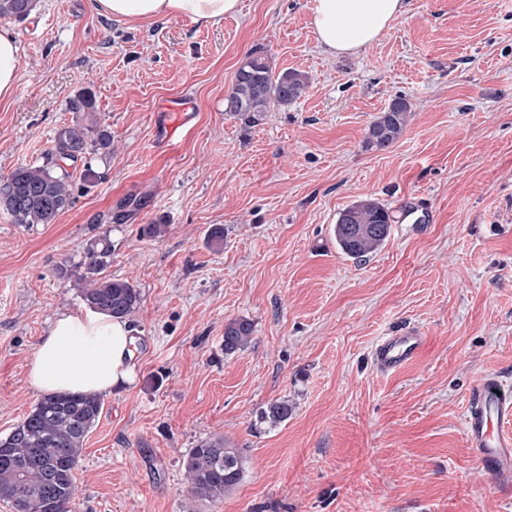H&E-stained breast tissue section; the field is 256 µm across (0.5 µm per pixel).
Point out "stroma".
<instances>
[{"mask_svg": "<svg viewBox=\"0 0 512 512\" xmlns=\"http://www.w3.org/2000/svg\"><path fill=\"white\" fill-rule=\"evenodd\" d=\"M313 0H240L201 26L97 14L91 0H37L5 26L19 46L0 100V176L42 162L68 109L92 94L112 135L101 181L75 176L55 223L0 212V436L40 394L28 362L56 316L85 309L71 272L109 234L106 276L141 302L135 381L103 396L75 472L78 512H512L463 431L484 375L512 386V0H408L355 56L322 52ZM310 77L306 94L249 128L224 98L246 55ZM412 106L384 151L363 140L396 97ZM188 104L178 125L168 105ZM424 216L392 224L356 262L333 226L352 203ZM146 224L164 236H141ZM224 228L220 250L204 242ZM254 326L224 353V325ZM415 327L422 355L395 374L371 350ZM285 398L288 420L261 418ZM224 437L248 458L222 501L191 504L183 460Z\"/></svg>", "mask_w": 512, "mask_h": 512, "instance_id": "stroma-1", "label": "stroma"}]
</instances>
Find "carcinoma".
Listing matches in <instances>:
<instances>
[{
    "instance_id": "carcinoma-1",
    "label": "carcinoma",
    "mask_w": 512,
    "mask_h": 512,
    "mask_svg": "<svg viewBox=\"0 0 512 512\" xmlns=\"http://www.w3.org/2000/svg\"><path fill=\"white\" fill-rule=\"evenodd\" d=\"M35 5L36 0H0V18L25 19ZM308 85L305 73L287 69L275 75L265 58L249 55L241 62L225 98L226 111L245 126H256L274 108L299 100ZM68 109L91 116L89 123L58 128L43 163L18 167L0 179V210L15 224H52L71 204L72 175L62 162L89 158L80 179L92 186L100 179L92 160L112 153L111 134L92 118L93 96L85 92L75 95L68 101ZM410 116L407 99L395 98L369 125L365 149L391 147L402 137ZM390 230V211L374 199H364L340 212L334 235L342 254L361 260L386 245ZM111 257L112 240L107 234L86 245L77 266L80 280L85 282L83 298L90 308L126 320L138 308L141 295L129 280L103 275ZM253 332L247 319L225 323L224 353L247 347ZM291 413L288 400L280 399L270 403L265 418L276 424ZM101 414L102 400L97 394L42 396L21 423L0 437V499L10 502L14 512H76L75 470L84 442ZM245 464L244 449L229 447L224 438L201 441L183 461L189 500L216 503L224 499L241 480Z\"/></svg>"
}]
</instances>
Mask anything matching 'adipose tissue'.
I'll list each match as a JSON object with an SVG mask.
<instances>
[{"instance_id":"adipose-tissue-1","label":"adipose tissue","mask_w":512,"mask_h":512,"mask_svg":"<svg viewBox=\"0 0 512 512\" xmlns=\"http://www.w3.org/2000/svg\"><path fill=\"white\" fill-rule=\"evenodd\" d=\"M93 8L119 21L184 17L214 25L237 15L239 0H94ZM406 12L407 0H314L310 23L323 52L356 55ZM134 350L127 322L90 308L62 313L35 347L28 378L44 394H106L132 383Z\"/></svg>"}]
</instances>
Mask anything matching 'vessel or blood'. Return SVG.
Segmentation results:
<instances>
[{
	"label": "vessel or blood",
	"instance_id": "vessel-or-blood-1",
	"mask_svg": "<svg viewBox=\"0 0 512 512\" xmlns=\"http://www.w3.org/2000/svg\"><path fill=\"white\" fill-rule=\"evenodd\" d=\"M425 344L419 329L408 327L382 337L371 354L383 373L401 371L415 361ZM464 435L483 468L502 486L512 485V387L486 375L467 396Z\"/></svg>",
	"mask_w": 512,
	"mask_h": 512
}]
</instances>
